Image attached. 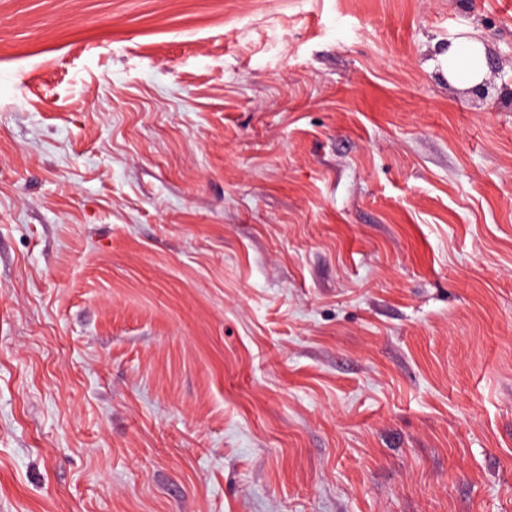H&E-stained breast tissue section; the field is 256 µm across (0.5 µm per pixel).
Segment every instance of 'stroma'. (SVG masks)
<instances>
[{
    "label": "stroma",
    "mask_w": 512,
    "mask_h": 512,
    "mask_svg": "<svg viewBox=\"0 0 512 512\" xmlns=\"http://www.w3.org/2000/svg\"><path fill=\"white\" fill-rule=\"evenodd\" d=\"M0 512H512V0H0ZM485 43L477 38H463L449 44L444 55L448 79L463 87L472 88L486 75Z\"/></svg>",
    "instance_id": "35a3bbf8"
}]
</instances>
